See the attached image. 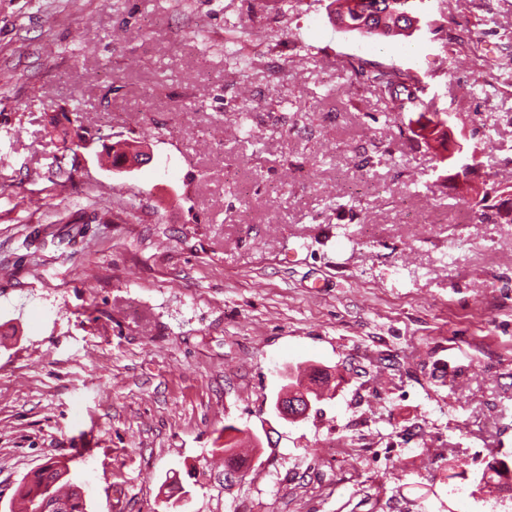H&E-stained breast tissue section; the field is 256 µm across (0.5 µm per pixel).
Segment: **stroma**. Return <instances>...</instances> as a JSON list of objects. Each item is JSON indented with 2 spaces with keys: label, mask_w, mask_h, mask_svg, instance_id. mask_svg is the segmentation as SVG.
I'll return each mask as SVG.
<instances>
[{
  "label": "stroma",
  "mask_w": 512,
  "mask_h": 512,
  "mask_svg": "<svg viewBox=\"0 0 512 512\" xmlns=\"http://www.w3.org/2000/svg\"><path fill=\"white\" fill-rule=\"evenodd\" d=\"M328 3L0 0V512L50 459L87 512H512V473L474 492L512 466V223L475 206L512 205V0L391 38ZM124 140L150 161L108 164ZM299 367L336 394L292 422ZM369 77L388 112H401L407 103L420 101L418 93L424 90L416 75L395 67H377Z\"/></svg>",
  "instance_id": "35a3bbf8"
}]
</instances>
